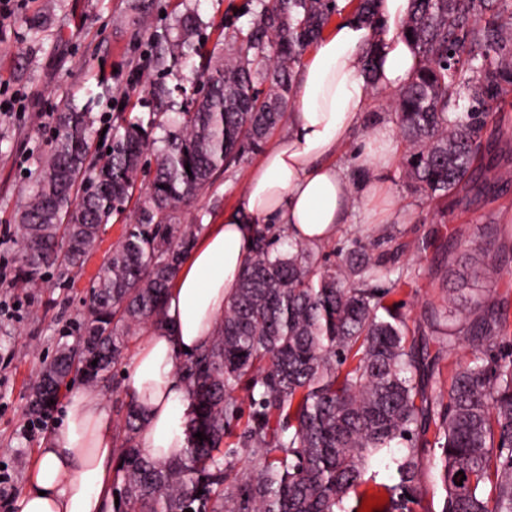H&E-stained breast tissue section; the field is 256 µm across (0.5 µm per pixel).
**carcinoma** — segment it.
<instances>
[{
    "label": "carcinoma",
    "instance_id": "obj_1",
    "mask_svg": "<svg viewBox=\"0 0 512 512\" xmlns=\"http://www.w3.org/2000/svg\"><path fill=\"white\" fill-rule=\"evenodd\" d=\"M258 6L240 46L202 66V96L166 131L148 201L90 281L81 339L60 345L37 376L31 413L49 412L74 377L107 384L130 342L160 324L196 240L177 213L221 169L263 146L293 98L302 52L338 13L336 0ZM355 14L375 25V0H358ZM197 28L196 15L184 14L176 35L154 42L155 62L191 59ZM409 32L420 65L391 112L406 147L402 178L432 202L467 205L484 189L477 167L488 149L484 131L502 130L512 94V0H413L401 25ZM104 95L90 89L83 107L58 115L59 133L18 216L17 285L38 286L47 268H81L133 196L157 122L126 121L112 134L111 153L93 155L91 106ZM281 239L265 226L257 231L210 344L180 369L189 394L185 447L163 465L144 456L136 441L144 414L134 397L124 404L112 512H361L367 493L351 508L345 502L387 455L398 481L382 485L388 500L374 512H401L419 495L421 461L433 449L442 512H512L508 298L477 293L425 309L448 354L468 351L452 362L445 391L440 353L424 339L408 340L402 304L390 300L409 280L392 265L393 252H377L392 239L385 225L354 237L334 266L320 264L312 247L283 248ZM511 272L506 248L484 270ZM239 391L249 413L236 445L259 461L240 470L236 451L223 448L226 428L243 413Z\"/></svg>",
    "mask_w": 512,
    "mask_h": 512
}]
</instances>
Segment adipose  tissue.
Here are the masks:
<instances>
[{
    "label": "adipose tissue",
    "mask_w": 512,
    "mask_h": 512,
    "mask_svg": "<svg viewBox=\"0 0 512 512\" xmlns=\"http://www.w3.org/2000/svg\"><path fill=\"white\" fill-rule=\"evenodd\" d=\"M411 7V0H377V27L346 14L318 40L298 71L296 110L287 128L265 148L235 204L198 233L168 292L162 325L145 334L126 373L146 417L137 443L154 461L165 463L184 446L187 388L177 364L214 335L258 227L314 247L336 240L349 224L403 220L387 182L395 161L392 125L370 121L367 109L371 87L397 93L418 66L413 45L401 34ZM370 47L376 50L371 83L363 74ZM361 127L368 133L355 139ZM353 142L355 162L342 164ZM112 436L99 391L76 389L62 424L39 450L15 512H107Z\"/></svg>",
    "instance_id": "obj_1"
}]
</instances>
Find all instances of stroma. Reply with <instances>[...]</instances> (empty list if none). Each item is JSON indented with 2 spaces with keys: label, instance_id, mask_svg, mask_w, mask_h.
<instances>
[{
  "label": "stroma",
  "instance_id": "35a3bbf8",
  "mask_svg": "<svg viewBox=\"0 0 512 512\" xmlns=\"http://www.w3.org/2000/svg\"><path fill=\"white\" fill-rule=\"evenodd\" d=\"M150 25L141 27L130 0H16L11 18L0 19V264L17 267L18 214L58 133L57 117L68 105H84L87 87L104 85L107 94L93 109L96 131L113 130L118 113L148 119L155 109L151 91L163 83L171 89L169 112L192 109L199 84L195 72L178 65L160 68L150 61L153 38L175 31L178 19L195 13L194 37L202 58L223 57L233 29H247L252 0H145ZM259 153L238 158L218 173L194 205L178 215L183 224L218 219L231 206ZM393 164L388 182L405 223L391 230L404 246L397 261L416 276L397 294L410 338L424 330L428 304L442 305L457 282L450 276L445 251L455 246L467 254L471 243L490 238L492 245L512 244V184L503 191L475 197L466 209H445L413 193ZM125 220L113 217L83 269L47 271L42 287L14 288L0 283V301L17 300L16 316L0 317V466L12 477V495L23 492L38 459V449L63 418V404L50 413L47 430L25 437L31 420L29 395L39 372L54 358L58 345L75 342L78 319L88 301L90 279L121 238ZM434 234L428 252L414 251L413 241Z\"/></svg>",
  "mask_w": 512,
  "mask_h": 512
}]
</instances>
